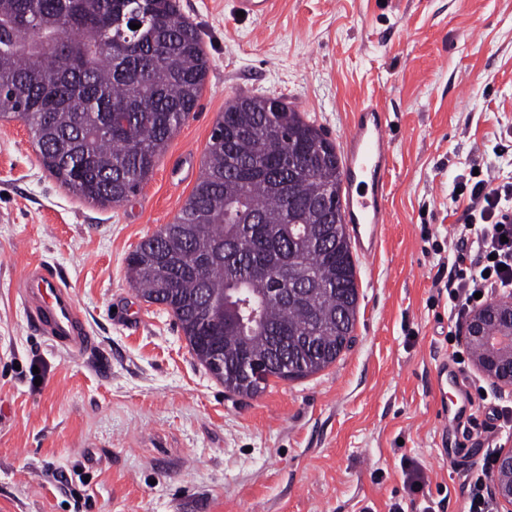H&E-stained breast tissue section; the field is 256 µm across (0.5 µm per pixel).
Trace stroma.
<instances>
[{
	"mask_svg": "<svg viewBox=\"0 0 512 512\" xmlns=\"http://www.w3.org/2000/svg\"><path fill=\"white\" fill-rule=\"evenodd\" d=\"M209 59L199 107L142 190L102 208L46 172L27 126L0 121V512H388L402 463L464 512L463 475L512 427L464 435L437 389L450 359L448 294L424 232L463 223L451 194L470 161L512 155V0H178ZM285 98L341 143L358 108L391 121L388 221L355 257L354 340L298 380L229 393L126 258L178 214L211 132L240 95ZM63 279L95 346L76 357L29 320L18 282Z\"/></svg>",
	"mask_w": 512,
	"mask_h": 512,
	"instance_id": "1",
	"label": "stroma"
}]
</instances>
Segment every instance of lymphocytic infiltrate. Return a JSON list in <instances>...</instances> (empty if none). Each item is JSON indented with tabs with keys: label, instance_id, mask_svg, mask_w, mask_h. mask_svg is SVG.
Masks as SVG:
<instances>
[{
	"label": "lymphocytic infiltrate",
	"instance_id": "f902f5d3",
	"mask_svg": "<svg viewBox=\"0 0 512 512\" xmlns=\"http://www.w3.org/2000/svg\"><path fill=\"white\" fill-rule=\"evenodd\" d=\"M509 167L512 157H502L478 175L461 179L459 189L470 203L465 223L454 230L455 241L445 244L432 233L424 235L432 254L448 256L444 286L456 321H464L481 300L512 296V175L505 173ZM494 461V452H487L478 468L466 474V512H498L488 487Z\"/></svg>",
	"mask_w": 512,
	"mask_h": 512
}]
</instances>
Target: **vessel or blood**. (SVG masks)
Listing matches in <instances>:
<instances>
[{
  "mask_svg": "<svg viewBox=\"0 0 512 512\" xmlns=\"http://www.w3.org/2000/svg\"><path fill=\"white\" fill-rule=\"evenodd\" d=\"M391 155L383 110L376 106L359 110L343 142L342 209L346 232L363 257L376 254L380 247V226L387 221ZM20 292L32 323L54 342L79 356L93 348V339L63 280L45 267H34L21 281Z\"/></svg>",
  "mask_w": 512,
  "mask_h": 512,
  "instance_id": "vessel-or-blood-1",
  "label": "vessel or blood"
}]
</instances>
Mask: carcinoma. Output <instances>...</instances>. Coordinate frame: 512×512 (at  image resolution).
Segmentation results:
<instances>
[{
    "label": "carcinoma",
    "mask_w": 512,
    "mask_h": 512,
    "mask_svg": "<svg viewBox=\"0 0 512 512\" xmlns=\"http://www.w3.org/2000/svg\"><path fill=\"white\" fill-rule=\"evenodd\" d=\"M208 68L177 0H0V119L23 121L44 169L95 205H119L147 182ZM341 187L320 128L280 99L240 97L215 125L179 219L128 255L141 297L173 314L233 394L268 384L239 373L244 358L295 380L348 346L358 289ZM283 270L311 287L277 297ZM236 289L265 300L257 318L239 319Z\"/></svg>",
    "instance_id": "carcinoma-1"
}]
</instances>
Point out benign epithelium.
Segmentation results:
<instances>
[{"label": "benign epithelium", "instance_id": "obj_1", "mask_svg": "<svg viewBox=\"0 0 512 512\" xmlns=\"http://www.w3.org/2000/svg\"><path fill=\"white\" fill-rule=\"evenodd\" d=\"M462 340L475 369L493 388L512 391V297L499 298L475 310L462 325ZM494 493L503 512H512V448L495 458Z\"/></svg>", "mask_w": 512, "mask_h": 512}]
</instances>
